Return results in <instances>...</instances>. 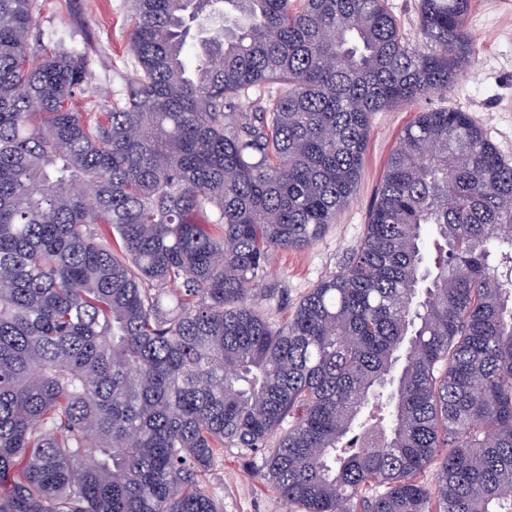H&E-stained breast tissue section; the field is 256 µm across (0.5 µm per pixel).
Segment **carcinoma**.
<instances>
[{"mask_svg": "<svg viewBox=\"0 0 512 512\" xmlns=\"http://www.w3.org/2000/svg\"><path fill=\"white\" fill-rule=\"evenodd\" d=\"M132 9L124 104L83 112L84 58L0 0V512H222L215 452L274 437L300 512H512V164L468 112L403 130L287 324L255 309L372 115L473 63L471 0H418L422 49L386 0Z\"/></svg>", "mask_w": 512, "mask_h": 512, "instance_id": "1", "label": "carcinoma"}]
</instances>
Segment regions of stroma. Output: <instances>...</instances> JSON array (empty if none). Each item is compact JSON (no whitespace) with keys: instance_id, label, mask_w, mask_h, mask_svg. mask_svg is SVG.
<instances>
[{"instance_id":"stroma-1","label":"stroma","mask_w":512,"mask_h":512,"mask_svg":"<svg viewBox=\"0 0 512 512\" xmlns=\"http://www.w3.org/2000/svg\"><path fill=\"white\" fill-rule=\"evenodd\" d=\"M36 28L82 55L93 75L87 100L103 112L120 102L135 59L130 49L131 0H38ZM467 25L474 67L464 69L448 90L375 113L358 183L348 204L313 245L273 254L268 293L257 311L283 322L311 288L339 270L364 236L368 211L387 159L402 130L418 112L440 108L470 112L475 123L512 163V0H473ZM267 450L235 448L215 455L203 481L224 512H290L288 504L257 472Z\"/></svg>"}]
</instances>
